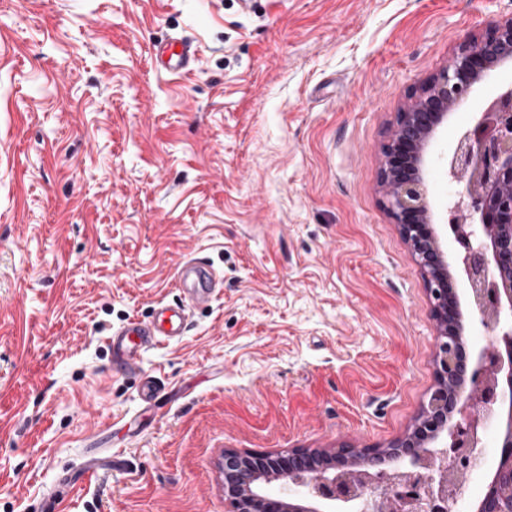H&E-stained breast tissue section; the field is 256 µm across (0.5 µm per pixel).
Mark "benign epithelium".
Here are the masks:
<instances>
[{"mask_svg": "<svg viewBox=\"0 0 512 512\" xmlns=\"http://www.w3.org/2000/svg\"><path fill=\"white\" fill-rule=\"evenodd\" d=\"M512 60V15L466 39L448 65L410 96L382 146L386 207L424 276L438 336L435 385L412 427L383 448H299L286 454L224 452V496L232 512H452L468 474L482 466L479 443L500 420L499 461L472 512H512V89L481 113L448 157V199L458 243L447 262L428 205L426 150L449 112L482 76ZM465 284L467 309L458 291ZM491 342L478 353L466 335ZM272 482L276 492L267 490Z\"/></svg>", "mask_w": 512, "mask_h": 512, "instance_id": "benign-epithelium-1", "label": "benign epithelium"}]
</instances>
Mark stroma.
<instances>
[{
    "label": "stroma",
    "instance_id": "1",
    "mask_svg": "<svg viewBox=\"0 0 512 512\" xmlns=\"http://www.w3.org/2000/svg\"><path fill=\"white\" fill-rule=\"evenodd\" d=\"M512 0H0V512H229L228 450L383 447L435 384L424 277L380 148L409 95ZM185 38L193 68L156 72ZM512 86L489 72L437 130L425 179L447 259L458 137ZM223 278L177 341L114 365L113 330ZM161 398H139L142 376ZM483 465L454 512H471ZM112 468L82 476L84 455Z\"/></svg>",
    "mask_w": 512,
    "mask_h": 512
}]
</instances>
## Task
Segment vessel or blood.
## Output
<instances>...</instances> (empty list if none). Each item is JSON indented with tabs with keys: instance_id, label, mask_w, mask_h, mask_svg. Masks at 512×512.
<instances>
[{
	"instance_id": "vessel-or-blood-1",
	"label": "vessel or blood",
	"mask_w": 512,
	"mask_h": 512,
	"mask_svg": "<svg viewBox=\"0 0 512 512\" xmlns=\"http://www.w3.org/2000/svg\"><path fill=\"white\" fill-rule=\"evenodd\" d=\"M153 59L159 68L178 75L191 69L196 52L186 40L174 38L156 46ZM174 280L182 295L180 302L158 304L152 320H133L113 331L110 344L123 369H131L149 348L181 339L188 330L191 310L210 306L220 285L215 269L200 258L180 263Z\"/></svg>"
}]
</instances>
